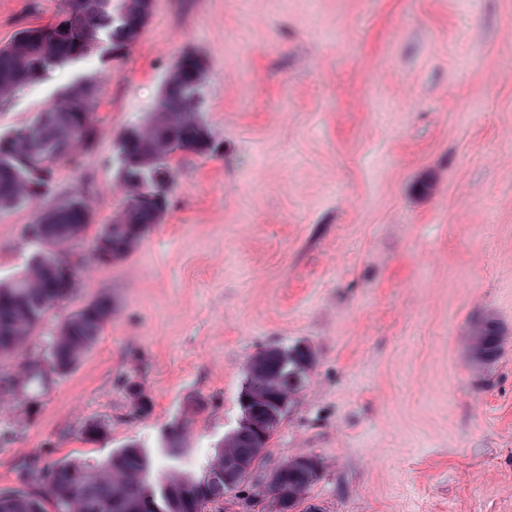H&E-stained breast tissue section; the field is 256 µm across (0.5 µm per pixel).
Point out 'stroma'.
<instances>
[{
    "instance_id": "obj_1",
    "label": "stroma",
    "mask_w": 512,
    "mask_h": 512,
    "mask_svg": "<svg viewBox=\"0 0 512 512\" xmlns=\"http://www.w3.org/2000/svg\"><path fill=\"white\" fill-rule=\"evenodd\" d=\"M64 9L0 0V46ZM188 48L217 150L183 154L159 223L124 258L77 267L0 357L16 373L64 317L115 304L72 369L0 407V487L130 442L165 462L180 425L173 465L198 469L241 418L250 359L303 346L311 367L224 512H278L269 481L302 456L322 472L293 512H512V0H153L125 54L95 51L0 103L5 134L61 86L102 82L94 147L0 215V279L36 252L38 209L85 197L87 242L122 211L119 137ZM487 319L504 336L490 363L472 352Z\"/></svg>"
}]
</instances>
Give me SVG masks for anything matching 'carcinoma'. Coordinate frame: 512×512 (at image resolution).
Wrapping results in <instances>:
<instances>
[{"mask_svg": "<svg viewBox=\"0 0 512 512\" xmlns=\"http://www.w3.org/2000/svg\"><path fill=\"white\" fill-rule=\"evenodd\" d=\"M65 18L55 24L20 30L0 47V102L40 81L52 68H63L107 45L115 54L130 48L149 20L140 0H65ZM205 75L194 51L185 50L174 64L149 118L127 129L120 141L124 155L122 182L127 196L121 214L104 225L93 241V258L112 262L127 255L145 232L158 223L167 208L172 160L182 152L207 155L216 151L212 133L200 115ZM100 82L83 78L62 86L57 100L39 112L27 127L0 136V213L10 212L40 195L56 162L77 160L79 150L95 137L94 108ZM92 219L88 202L80 195L37 211L26 235L34 242L62 244L80 241ZM73 264L41 254L25 271L0 280V356L14 353L30 336L44 314L71 289L65 270ZM114 306L99 297L68 315L54 339L51 357L69 370L102 335ZM501 329L484 321L473 337L474 357L495 360L501 349ZM311 366L310 352L298 346L268 348L249 362L241 396L247 398L243 424L224 438L216 453L196 476L174 472L153 481L143 449L129 443L95 468L58 461L31 465L20 482L38 473L37 492L22 487L0 488V512H141L149 495L168 486L172 496L165 512H204L206 504L224 500L238 488L281 420L282 391L294 393ZM45 380L29 368L24 375L0 374V406ZM279 512H290L302 502L318 479L306 458L288 461L275 472Z\"/></svg>", "mask_w": 512, "mask_h": 512, "instance_id": "obj_1", "label": "carcinoma"}]
</instances>
